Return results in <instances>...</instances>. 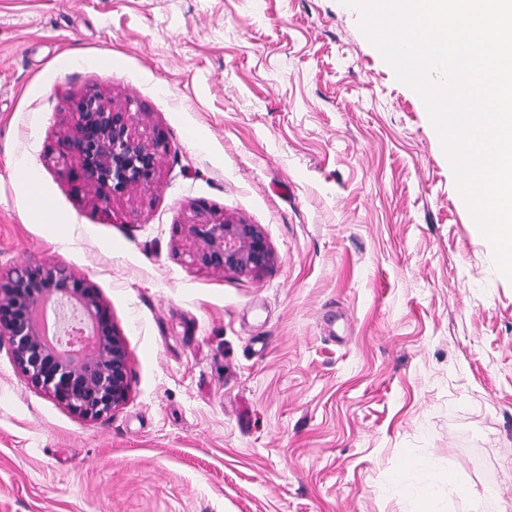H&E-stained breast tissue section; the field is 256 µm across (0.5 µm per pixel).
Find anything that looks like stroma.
<instances>
[{"instance_id": "obj_1", "label": "stroma", "mask_w": 512, "mask_h": 512, "mask_svg": "<svg viewBox=\"0 0 512 512\" xmlns=\"http://www.w3.org/2000/svg\"><path fill=\"white\" fill-rule=\"evenodd\" d=\"M359 22L342 0H0V270L68 267L131 368L85 419L0 341V512H423L427 484L436 512H473L462 487L512 512V281ZM89 92L169 144L108 212L44 161ZM200 207L260 225L270 266L191 265ZM16 171L17 174L26 180L30 186V204L32 209L43 224H49L56 231L58 224L52 222L50 205L38 189L37 178L34 175L32 166L27 162H23L17 166Z\"/></svg>"}]
</instances>
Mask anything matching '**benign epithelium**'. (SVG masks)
I'll use <instances>...</instances> for the list:
<instances>
[{"label": "benign epithelium", "instance_id": "obj_1", "mask_svg": "<svg viewBox=\"0 0 512 512\" xmlns=\"http://www.w3.org/2000/svg\"><path fill=\"white\" fill-rule=\"evenodd\" d=\"M72 109V121L57 136L51 159L65 167L79 193L107 209L153 185L167 149L161 134L139 131L136 113L98 93L72 101ZM183 228L192 244L191 262L211 273L258 274L272 260L257 224L213 215ZM48 301L58 328L65 327L67 311L74 307L93 333L79 336L66 350L48 344L34 319L35 310ZM0 339L8 342L28 383L84 418L108 414L129 396V356L109 306L64 265L21 264L0 272Z\"/></svg>", "mask_w": 512, "mask_h": 512}]
</instances>
